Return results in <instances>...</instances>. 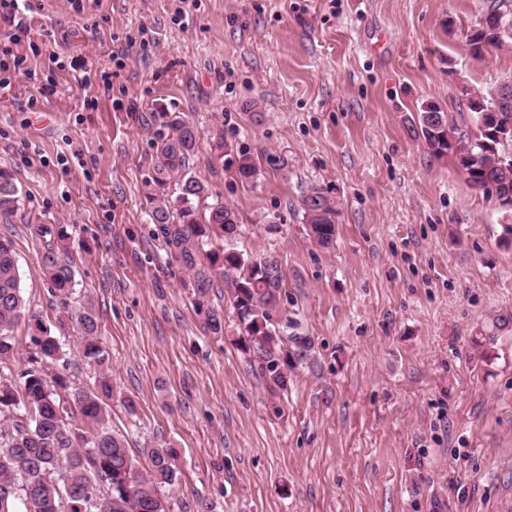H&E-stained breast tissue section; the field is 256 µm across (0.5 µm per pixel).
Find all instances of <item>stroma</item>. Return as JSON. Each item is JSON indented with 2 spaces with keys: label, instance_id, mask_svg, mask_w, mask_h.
I'll return each instance as SVG.
<instances>
[{
  "label": "stroma",
  "instance_id": "stroma-1",
  "mask_svg": "<svg viewBox=\"0 0 512 512\" xmlns=\"http://www.w3.org/2000/svg\"><path fill=\"white\" fill-rule=\"evenodd\" d=\"M481 4L32 0L15 52L49 28L50 53L84 55L90 77L43 53L28 64L54 94L0 89V168L20 197L0 240L88 388L96 368L59 325L42 262L66 230L69 304L98 317L113 430L133 455L179 453L170 512H512V324L495 326L512 317V240L454 155L411 131L424 100L463 127L461 82L512 80V45L480 59L466 45ZM176 118L197 133L191 176L238 216V250L280 268L275 325L314 343L287 389L242 350L223 281L198 292L149 221L177 196L176 178L152 180ZM220 139L251 155L254 177L214 151ZM313 187L336 203L329 250L305 231Z\"/></svg>",
  "mask_w": 512,
  "mask_h": 512
}]
</instances>
